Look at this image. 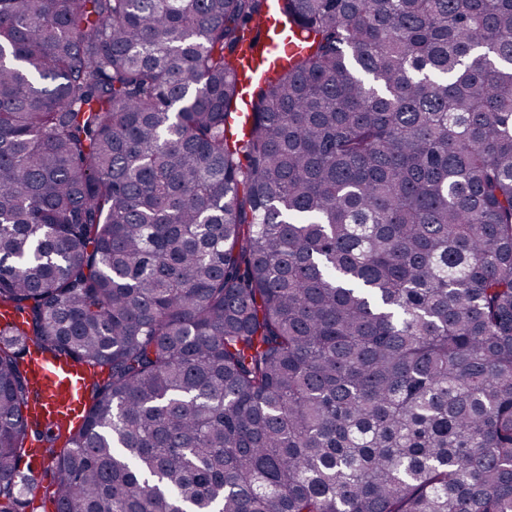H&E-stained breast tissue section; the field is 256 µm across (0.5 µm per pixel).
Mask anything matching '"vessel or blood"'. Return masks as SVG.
Listing matches in <instances>:
<instances>
[{"label":"vessel or blood","instance_id":"1","mask_svg":"<svg viewBox=\"0 0 512 512\" xmlns=\"http://www.w3.org/2000/svg\"><path fill=\"white\" fill-rule=\"evenodd\" d=\"M258 38L259 56L250 62L253 76L265 75L277 62L297 53L300 45L296 36L274 18L262 19L252 32ZM27 362L40 391L35 408L37 417L45 423L69 417L78 422L85 403L84 386L91 376L90 369L67 359L53 360L46 355L30 352Z\"/></svg>","mask_w":512,"mask_h":512}]
</instances>
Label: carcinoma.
I'll return each mask as SVG.
<instances>
[{"instance_id": "obj_1", "label": "carcinoma", "mask_w": 512, "mask_h": 512, "mask_svg": "<svg viewBox=\"0 0 512 512\" xmlns=\"http://www.w3.org/2000/svg\"><path fill=\"white\" fill-rule=\"evenodd\" d=\"M2 305L0 512H512V0H0ZM258 37L260 56L250 61V70L253 77L264 76L266 70L272 68L277 62L288 55L300 51V44L296 35H291L288 27L282 26L280 21L273 17L263 18L248 37V42ZM27 362L40 391V401L34 410L37 417L51 423L62 420L64 413L71 422L77 423L83 413L84 386L91 370L69 359L52 360L34 352L32 346Z\"/></svg>"}]
</instances>
